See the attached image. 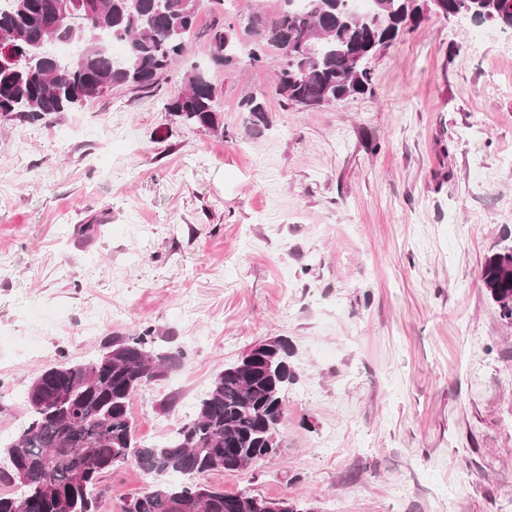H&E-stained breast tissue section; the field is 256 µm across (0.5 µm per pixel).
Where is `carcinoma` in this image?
<instances>
[{
  "label": "carcinoma",
  "mask_w": 512,
  "mask_h": 512,
  "mask_svg": "<svg viewBox=\"0 0 512 512\" xmlns=\"http://www.w3.org/2000/svg\"><path fill=\"white\" fill-rule=\"evenodd\" d=\"M189 0H83L81 28L51 25L65 0H0V32L10 48L0 51V114L22 121L72 112L116 87L149 92L186 51L197 15H187ZM509 0H439L431 11L445 19L481 17L512 30ZM425 20L411 0H370L365 13L349 0H303L290 10L287 0L274 18L259 12L214 20L210 50L220 66L233 67L240 54L259 68L271 47L281 53L276 92L294 105H323L325 95L338 100L372 90L367 59L375 48L389 47ZM62 42L83 44V57L70 63H45L39 44L47 30ZM216 87L200 70L185 75L183 86L166 103L186 126L217 131ZM253 121L267 112L263 98L244 100ZM480 280L512 320V243L489 256ZM153 331L114 336L95 359L62 361L27 385V424L6 443L0 457L8 469L0 478L14 491L0 494V512H14L17 499L37 500V512H98L105 492L102 476L132 465L147 476L179 475L177 483H157L132 494L125 503L136 512H259L263 498L226 494L208 484L210 475L249 468L274 448L268 431L281 424V402L295 380L291 348L283 340L273 370L262 361L271 345L259 342L240 360L224 366L198 400L194 416L167 439L141 443L129 412L133 389L143 388L180 365L178 351L154 347Z\"/></svg>",
  "instance_id": "cac0c4a2"
}]
</instances>
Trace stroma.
Instances as JSON below:
<instances>
[{
    "mask_svg": "<svg viewBox=\"0 0 512 512\" xmlns=\"http://www.w3.org/2000/svg\"><path fill=\"white\" fill-rule=\"evenodd\" d=\"M213 20L153 92L0 118V438L33 375L106 337L149 327L184 352L132 399L145 443L281 338L279 445L213 487L306 512H512V322L479 278L512 235V32L428 15L369 61L372 93L304 109L276 93L277 55L213 67ZM196 68L219 131L164 108ZM101 485L119 512L150 480L124 465Z\"/></svg>",
    "mask_w": 512,
    "mask_h": 512,
    "instance_id": "stroma-1",
    "label": "stroma"
}]
</instances>
